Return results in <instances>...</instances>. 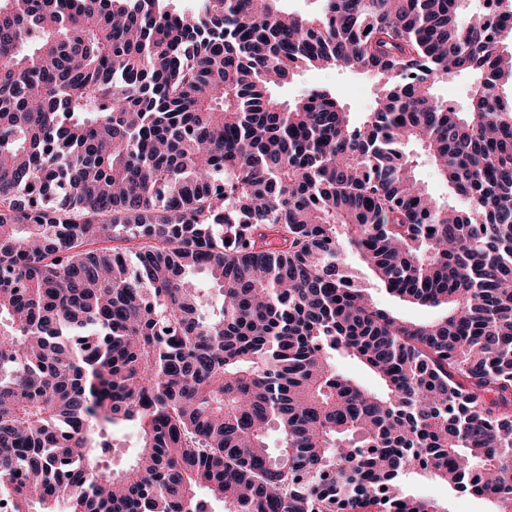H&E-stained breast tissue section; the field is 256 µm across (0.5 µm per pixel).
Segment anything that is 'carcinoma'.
Listing matches in <instances>:
<instances>
[{
    "mask_svg": "<svg viewBox=\"0 0 512 512\" xmlns=\"http://www.w3.org/2000/svg\"><path fill=\"white\" fill-rule=\"evenodd\" d=\"M320 2L0 0L10 512H445L412 474L512 512V0ZM309 67L373 109L274 94ZM318 87L332 91L347 111L352 112L355 122L370 111L376 93L375 80L369 75L350 70L307 68L291 84L276 89L275 94L283 100L293 101ZM412 153L419 158L418 175L428 187L429 191L435 196L448 197L447 187L435 176L433 168L428 160L421 155L419 149H413ZM373 296L389 308L394 314L409 320L423 321L436 317L443 311L440 309L427 308L402 301L396 297L387 294L384 290L373 289ZM116 448H112V463L119 465L130 460L131 448L136 443V434L132 429H119L116 434Z\"/></svg>",
    "mask_w": 512,
    "mask_h": 512,
    "instance_id": "obj_1",
    "label": "carcinoma"
}]
</instances>
